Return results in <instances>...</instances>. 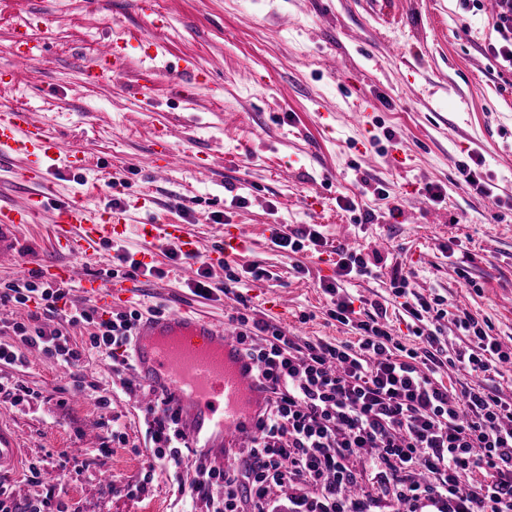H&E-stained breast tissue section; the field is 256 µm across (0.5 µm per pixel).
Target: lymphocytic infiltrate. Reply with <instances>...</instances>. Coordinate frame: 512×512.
<instances>
[{"mask_svg":"<svg viewBox=\"0 0 512 512\" xmlns=\"http://www.w3.org/2000/svg\"><path fill=\"white\" fill-rule=\"evenodd\" d=\"M336 254L335 275L321 288L333 304L330 317L352 326L357 343L302 342L237 313L240 351L268 393L249 440L225 449L220 463L196 456L181 436L178 415L157 397L144 412L156 458L177 466L193 458L189 495L203 512H279L267 499L273 486L287 488L288 512H421L429 505L437 512H512V398L483 380L512 365V346L461 311L455 326L465 343L445 350L433 328L445 314L443 298L411 291L409 275L397 270L392 294L422 342L406 348L384 325L382 304L373 303L360 319L352 299L340 293L344 282L378 278L380 257L348 247ZM29 302L39 313L24 321L1 316L0 330L54 364L78 365L89 347L131 370L138 309L105 316L74 300L71 286L34 275L0 288V306ZM53 316L57 326L45 327L44 318ZM77 326L88 333L87 347L70 338ZM456 367L477 375V382L444 384L442 369ZM368 448L375 454L365 473L356 462ZM464 481L469 488L463 493ZM218 486L219 497L213 493Z\"/></svg>","mask_w":512,"mask_h":512,"instance_id":"lymphocytic-infiltrate-1","label":"lymphocytic infiltrate"}]
</instances>
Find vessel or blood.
I'll use <instances>...</instances> for the list:
<instances>
[{
  "label": "vessel or blood",
  "mask_w": 512,
  "mask_h": 512,
  "mask_svg": "<svg viewBox=\"0 0 512 512\" xmlns=\"http://www.w3.org/2000/svg\"><path fill=\"white\" fill-rule=\"evenodd\" d=\"M57 153L55 140L32 114L1 96L0 158L21 160L23 181L45 189L50 185L46 164ZM40 214L31 203L0 205V257H22L19 230L37 223ZM51 224L56 249L75 251L89 260L97 259L104 244L118 241L127 231L122 216L109 210L91 215L79 199L57 208ZM139 233L154 245L165 242L186 254H205L218 271L247 244L235 225L224 227L220 246L206 253L181 224H143ZM40 270L54 284L80 275L76 265L56 261L43 262ZM126 290L123 280L105 283L90 278L84 280L83 296L97 308L108 309L124 299ZM133 356L137 378L179 412L181 429L192 447L220 448L235 441L250 430L265 404L266 394L255 369L242 358L231 325L186 313L149 316L138 326Z\"/></svg>",
  "instance_id": "1"
}]
</instances>
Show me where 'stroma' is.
<instances>
[{"mask_svg":"<svg viewBox=\"0 0 512 512\" xmlns=\"http://www.w3.org/2000/svg\"><path fill=\"white\" fill-rule=\"evenodd\" d=\"M156 8L164 27L140 14L138 0H0V95L45 123L61 154L47 193L21 181L17 165L0 162V204L38 197L50 211L80 197L96 214L119 196L130 226L120 247L165 272L128 280V302L146 316L191 308L225 323L236 314L224 294L195 295L182 264L135 230L149 220L183 224L207 251L219 245L224 222L248 240L238 267L269 273L244 284L250 316L305 339L357 341L353 328L327 315L319 281L334 267L315 251L286 254L271 242L275 228L316 224L328 249L353 242L378 252L381 277L343 289L354 301L382 303L406 347L418 341L393 300L396 268L410 273L416 291L443 297L448 311L467 310L489 322L491 335L512 340V68L489 52L498 34L488 0L477 9L467 0H156ZM24 21L30 45L45 53L19 68L13 40ZM129 31L136 38L125 48V74L88 82V69ZM157 42L163 54H155ZM184 59L208 72L207 81L177 72ZM164 126L176 157L169 171L156 170L152 156L151 133ZM73 153L88 158L85 170L66 166ZM471 155L481 157L494 198L463 182L458 164ZM432 185L442 186V201H429ZM378 187L388 199H377ZM142 193L149 207H131ZM345 197L371 211L370 223H355L338 204ZM25 234L28 258L0 264V284L48 258L80 265L88 277L113 268L108 245L88 263L55 251L49 221L27 225ZM298 264L309 275L297 276ZM20 352L22 362L0 363V386L21 382L33 391L20 402L0 395V427L20 448L0 482L18 503L52 487L65 512H188L178 486L193 471L155 462L142 423L146 387L124 386V373L95 350L76 367L25 346ZM81 372L90 387L77 388ZM101 396L107 406L98 405ZM112 419L124 442L109 438ZM101 448L110 449L108 458H98ZM63 456L78 464L66 478ZM36 460L37 484L29 478ZM150 466L156 475L147 493H122Z\"/></svg>","mask_w":512,"mask_h":512,"instance_id":"35a3bbf8","label":"stroma"}]
</instances>
